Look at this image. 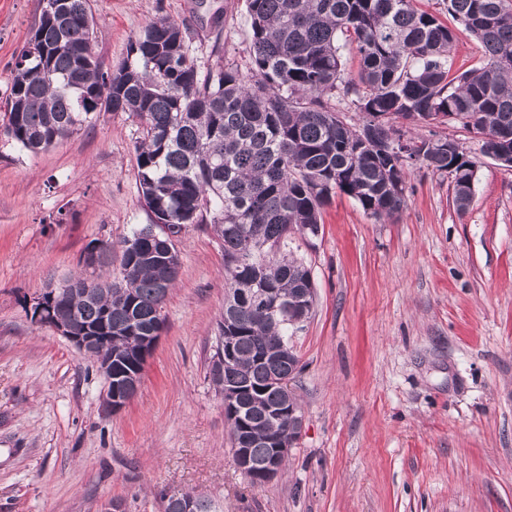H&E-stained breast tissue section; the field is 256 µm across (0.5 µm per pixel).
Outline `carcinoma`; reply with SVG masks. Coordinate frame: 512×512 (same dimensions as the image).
I'll list each match as a JSON object with an SVG mask.
<instances>
[{
    "label": "carcinoma",
    "mask_w": 512,
    "mask_h": 512,
    "mask_svg": "<svg viewBox=\"0 0 512 512\" xmlns=\"http://www.w3.org/2000/svg\"><path fill=\"white\" fill-rule=\"evenodd\" d=\"M62 20L40 11L12 73L4 137L37 153L71 136L94 112H126L139 125L134 151L151 223L125 239L121 278L110 286L68 284L81 292L57 311L80 332L106 316L104 355L141 370L135 344L164 327L165 300L180 259L174 237L207 224L224 248L225 288L234 304L217 326L210 367L219 391L241 389L242 417L269 437L286 432L279 415L288 385V337L298 327L245 294L272 291L294 305L311 270L288 256V238L320 230L322 207L339 191L374 218L406 204V169L446 173L464 212L475 194L477 162L453 137L413 136L398 120L443 118L486 136L481 153L512 163V0H440L482 46L485 64L455 71L456 35L418 0H245L253 55L247 73H201L187 29L151 19L114 71L96 55L90 0H61ZM355 47L360 67L343 69ZM347 99L362 115L347 126L331 107ZM233 361L224 363V341ZM272 449H249L250 483Z\"/></svg>",
    "instance_id": "carcinoma-1"
}]
</instances>
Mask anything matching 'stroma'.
Segmentation results:
<instances>
[{
	"label": "stroma",
	"instance_id": "1",
	"mask_svg": "<svg viewBox=\"0 0 512 512\" xmlns=\"http://www.w3.org/2000/svg\"><path fill=\"white\" fill-rule=\"evenodd\" d=\"M105 66L157 15L192 34L200 71L247 67L243 0H92ZM39 0H0V115ZM220 40L222 55L211 52ZM473 202L447 175L411 168L407 204L375 219L334 193L318 236L290 256L315 283L292 336L291 383L304 426L279 476L250 485L231 450L224 397L209 377L224 313V250L191 224L162 337L136 395L107 406L98 363L48 327L31 300L82 269L93 241L120 245L148 224L125 112L93 115L48 150L0 137V512H161L167 489L224 512H512V168L480 153Z\"/></svg>",
	"mask_w": 512,
	"mask_h": 512
}]
</instances>
